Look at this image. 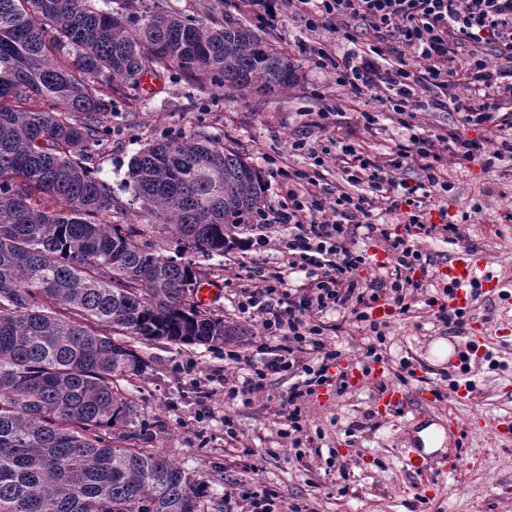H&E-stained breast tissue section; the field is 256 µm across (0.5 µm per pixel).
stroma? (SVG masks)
Returning <instances> with one entry per match:
<instances>
[{"label": "stroma", "mask_w": 512, "mask_h": 512, "mask_svg": "<svg viewBox=\"0 0 512 512\" xmlns=\"http://www.w3.org/2000/svg\"><path fill=\"white\" fill-rule=\"evenodd\" d=\"M224 9L243 23L260 27L297 60L298 82L264 96H229L190 77L175 79L164 72L138 88L114 89V108L108 116L113 135L100 147L96 160L100 178L119 191L125 205L123 212L113 214V223L143 221L139 206L129 205L127 194L120 191L130 158L148 143L189 135L202 126L221 133L225 143L263 171L266 157L277 154L293 167L310 166L308 156L292 148L308 137H330L379 156L406 141L409 133L445 134L460 125L459 114L448 108L417 112L409 131L388 119L381 127L364 128L359 117L363 103L347 102L334 69L315 62L319 45H327L336 56L348 50L346 41L325 29L311 31L303 15L282 0L269 14L258 6H235L233 0H226ZM326 108L332 114L321 130L315 123ZM447 180L453 189L435 196L430 223H439L442 208L452 215L467 214L468 220L460 224L458 235L435 234L421 240L422 251L437 265L458 250L480 252L505 291L512 292V163L452 166ZM204 271L206 284L215 291L203 309L240 321L237 291L245 275L240 252L206 261ZM441 292L440 281L432 280L408 313L392 317L382 376L341 396L322 386L306 400L302 414L310 441L301 458L278 435L286 424L287 379H272L248 403H236L230 410L224 405L225 377L240 374L225 364L224 353L249 350L254 334L261 331L259 323H251V335L221 346L137 344L148 367L142 376L126 382L125 389L133 395L138 421L146 429L144 447L206 481L210 496L205 512H232L244 491L275 494L281 512H291L295 505L303 512H512V442L499 441L483 429L470 430L461 469L435 486L405 468L400 432L409 415L373 413L378 386L400 383L410 403L423 404L437 421L451 414L465 421L479 416L490 423L512 416V309L483 297L473 301L467 320L485 319L492 329H506L509 338L492 347L489 358L463 369L431 354L438 341H467L466 335L449 332L426 306V299ZM404 360L416 374L405 384L399 379ZM466 382L473 385L472 398H457L454 384ZM228 416L235 430L231 437L224 427Z\"/></svg>", "instance_id": "35a3bbf8"}]
</instances>
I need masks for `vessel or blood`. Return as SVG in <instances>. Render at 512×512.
Returning <instances> with one entry per match:
<instances>
[{"label": "vessel or blood", "mask_w": 512, "mask_h": 512, "mask_svg": "<svg viewBox=\"0 0 512 512\" xmlns=\"http://www.w3.org/2000/svg\"><path fill=\"white\" fill-rule=\"evenodd\" d=\"M441 277L451 288L448 306L454 310H467L473 297L482 294L502 298V284L491 270L488 260L479 253L460 250L453 253L442 267ZM407 403L406 393L400 387H384L378 392L373 408L380 415H390L403 410ZM407 469L419 475L435 477L452 476L458 470L462 456L441 455L426 452L423 446L408 444L403 450Z\"/></svg>", "instance_id": "b4317fda"}]
</instances>
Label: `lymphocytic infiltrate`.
<instances>
[{"instance_id": "obj_1", "label": "lymphocytic infiltrate", "mask_w": 512, "mask_h": 512, "mask_svg": "<svg viewBox=\"0 0 512 512\" xmlns=\"http://www.w3.org/2000/svg\"><path fill=\"white\" fill-rule=\"evenodd\" d=\"M289 7L305 13L310 29L326 28L349 43L373 38L367 53L347 51L331 60L319 49L321 61L336 71V84L351 97H367L378 108L363 113L365 127L379 121L381 113L396 114L409 129L407 142L382 160H372L350 148L339 156L346 187H327L319 169L329 155L328 146L309 147L315 171L275 167L287 193L284 201L263 204L250 217L247 237L233 245L246 255L274 252L281 260L277 270L253 263L246 268L237 310L259 322L261 335L251 352L225 351L224 360L241 365L243 378L224 381V401L234 404L264 390L274 376H285L288 386V426L281 438L300 448L304 431L301 403L318 386L332 382L330 369L339 367L341 354L327 335L325 314L338 312L361 323L368 334L366 355L383 359L386 320L373 316L377 302L409 310L422 277L432 264L418 239L457 233L458 226H435L424 217L435 191H450L443 178L445 165L481 163L492 167L512 162V118L501 105L512 100V0H287ZM407 49L408 57L391 67L379 63L384 52ZM466 83L470 94L454 100L461 125L448 134H415L410 130L415 112L431 94L434 108H445L448 90ZM495 124L503 136L496 150L484 153L481 143L468 136L470 128ZM421 171L418 184L397 197L395 171L409 165ZM366 192H356V185ZM408 207L404 233L378 222V213ZM382 245L395 258L392 269L373 280L360 276L371 265L357 236ZM335 383V382H332ZM344 392V382L335 383Z\"/></svg>"}]
</instances>
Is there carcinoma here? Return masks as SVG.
<instances>
[{
    "label": "carcinoma",
    "instance_id": "carcinoma-1",
    "mask_svg": "<svg viewBox=\"0 0 512 512\" xmlns=\"http://www.w3.org/2000/svg\"><path fill=\"white\" fill-rule=\"evenodd\" d=\"M170 66L224 92L286 90L300 65L230 14L164 0H0V512H202L207 484L151 448L120 382L130 340L216 345L250 329L189 300L264 203L259 171L201 129L145 146L122 210L93 160L105 90ZM55 202L45 208L34 197ZM172 235L163 253L147 231Z\"/></svg>",
    "mask_w": 512,
    "mask_h": 512
}]
</instances>
